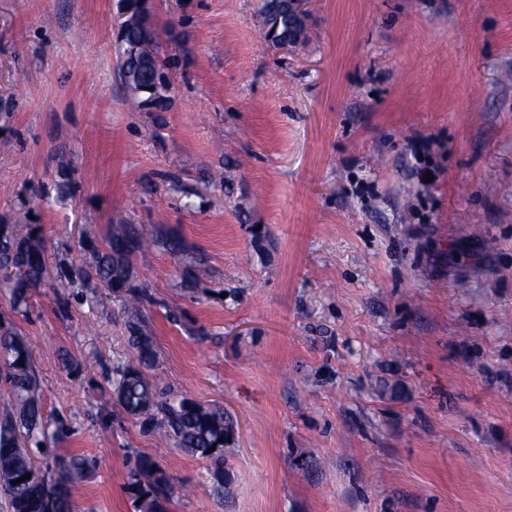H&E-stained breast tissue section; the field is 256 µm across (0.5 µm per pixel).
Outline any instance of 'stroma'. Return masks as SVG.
<instances>
[{
  "label": "stroma",
  "mask_w": 512,
  "mask_h": 512,
  "mask_svg": "<svg viewBox=\"0 0 512 512\" xmlns=\"http://www.w3.org/2000/svg\"><path fill=\"white\" fill-rule=\"evenodd\" d=\"M261 3L152 0L172 88L144 112L118 0H0V225L49 269L24 315L0 283V319L56 455L98 462L74 512H133L137 453L170 512H512V0H314L289 53ZM128 224L157 376L224 410L223 494L108 382L128 316L79 272ZM129 478L128 490L135 512H169L174 486L157 461L148 455H134ZM139 499L142 502L137 505Z\"/></svg>",
  "instance_id": "obj_1"
}]
</instances>
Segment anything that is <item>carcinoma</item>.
I'll list each match as a JSON object with an SVG mask.
<instances>
[{
  "instance_id": "carcinoma-1",
  "label": "carcinoma",
  "mask_w": 512,
  "mask_h": 512,
  "mask_svg": "<svg viewBox=\"0 0 512 512\" xmlns=\"http://www.w3.org/2000/svg\"><path fill=\"white\" fill-rule=\"evenodd\" d=\"M261 13L270 30L281 37L298 28L288 13V0H262ZM117 68L131 79L128 87L167 96L170 85L163 82L170 67L169 59L159 49L156 28L145 15L135 23L125 19L118 31ZM145 240L132 227L112 233L104 249L97 251L93 265L82 271L84 279L95 281L101 295L122 298V306L132 313L140 311L144 294L132 284L114 287L119 276L131 269V256ZM0 267L11 268L14 276V310L26 313L28 298L41 287L47 264L41 240L0 226ZM130 344L137 364L120 363L112 369V387L120 405L139 425L156 432L165 441L205 459L216 489L224 485V442L229 432L224 409L205 405L160 385L143 368L156 364L157 352L152 337L137 321L129 325ZM0 384L9 403L0 411V491L10 512H73L71 487L94 475L96 461L86 456L59 458L49 448L50 436H58L64 422H49L44 417L41 387L34 371L32 353L26 338L17 329L0 325ZM215 451H210V448ZM52 459L40 470L34 453ZM31 477L22 481L25 474ZM130 482L134 512H169L174 486L157 461L144 454L130 460Z\"/></svg>"
}]
</instances>
